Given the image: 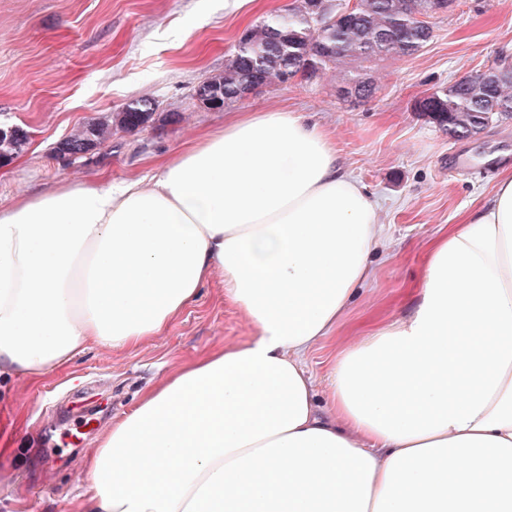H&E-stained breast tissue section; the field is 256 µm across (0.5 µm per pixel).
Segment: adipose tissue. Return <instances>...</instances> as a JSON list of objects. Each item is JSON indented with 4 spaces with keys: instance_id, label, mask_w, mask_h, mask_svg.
<instances>
[{
    "instance_id": "obj_1",
    "label": "adipose tissue",
    "mask_w": 512,
    "mask_h": 512,
    "mask_svg": "<svg viewBox=\"0 0 512 512\" xmlns=\"http://www.w3.org/2000/svg\"><path fill=\"white\" fill-rule=\"evenodd\" d=\"M329 133L269 109L152 175L0 208V384L163 334L214 276L251 340L145 391L72 512H512V172L432 239L413 307L305 358L390 249Z\"/></svg>"
}]
</instances>
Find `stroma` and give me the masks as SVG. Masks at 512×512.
Segmentation results:
<instances>
[{
  "instance_id": "1",
  "label": "stroma",
  "mask_w": 512,
  "mask_h": 512,
  "mask_svg": "<svg viewBox=\"0 0 512 512\" xmlns=\"http://www.w3.org/2000/svg\"><path fill=\"white\" fill-rule=\"evenodd\" d=\"M292 2L253 0L245 10L236 0H0V125L29 133L20 160L0 166V207L102 171L116 183L141 177L240 113L290 109L332 134L348 172L379 203L392 243L374 257L350 322L406 312L405 291L423 277L427 241L481 205L500 170L512 167V118L493 117L480 134L457 139L413 112V102L512 57V0H458L435 15L420 52L374 66L378 92L370 101L338 99L323 76L265 87L220 110L204 107L196 90L223 70L243 28ZM137 97L157 101L153 124L114 131L81 156L56 155L73 128ZM251 337L214 280L163 335L138 348L93 347L38 385L15 379L0 401V441L9 448L0 456V512H69L84 489V460L142 390L212 347ZM18 411L23 424L9 430ZM83 418L95 427L86 444L58 448L60 434Z\"/></svg>"
}]
</instances>
